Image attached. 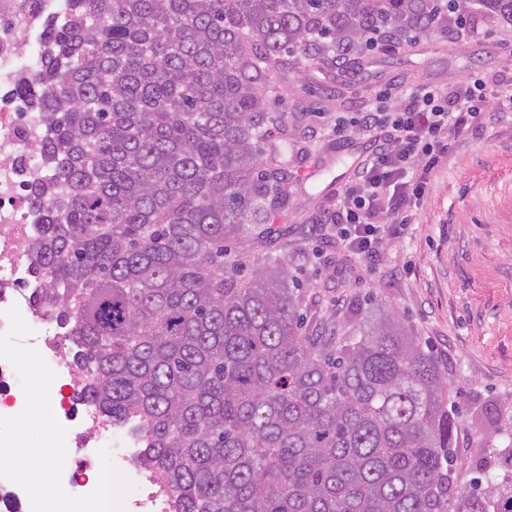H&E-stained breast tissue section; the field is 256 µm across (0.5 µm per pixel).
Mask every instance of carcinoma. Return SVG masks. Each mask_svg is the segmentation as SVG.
<instances>
[{
  "label": "carcinoma",
  "mask_w": 512,
  "mask_h": 512,
  "mask_svg": "<svg viewBox=\"0 0 512 512\" xmlns=\"http://www.w3.org/2000/svg\"><path fill=\"white\" fill-rule=\"evenodd\" d=\"M477 10L512 26V0H69L47 25L16 85L48 132L36 303L173 512H512V487L453 485L446 371L393 313L319 345L284 268L224 269L288 202L269 92Z\"/></svg>",
  "instance_id": "cac0c4a2"
}]
</instances>
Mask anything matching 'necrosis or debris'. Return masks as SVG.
I'll list each match as a JSON object with an SVG mask.
<instances>
[{"label":"necrosis or debris","mask_w":512,"mask_h":512,"mask_svg":"<svg viewBox=\"0 0 512 512\" xmlns=\"http://www.w3.org/2000/svg\"><path fill=\"white\" fill-rule=\"evenodd\" d=\"M65 0H0V333L8 328L4 310L18 306L34 330L30 340L57 374L62 390L53 405L56 419L66 428V444L73 450V466L62 476L67 492L84 495L96 483L98 455L109 447L116 466L136 485L125 500V512H171L170 503L151 491L137 466L131 441L94 405L76 411L71 400L81 382L64 349L66 339L45 308L35 306L39 282L31 270L29 247L36 216L21 190L23 166L41 159L42 126L28 103L14 92L24 72L19 36H26L30 56L40 57L45 48L43 24L60 15Z\"/></svg>","instance_id":"4bbe7bcc"}]
</instances>
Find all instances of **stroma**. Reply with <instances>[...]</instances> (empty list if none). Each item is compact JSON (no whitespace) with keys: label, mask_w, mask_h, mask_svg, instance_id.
I'll use <instances>...</instances> for the list:
<instances>
[{"label":"stroma","mask_w":512,"mask_h":512,"mask_svg":"<svg viewBox=\"0 0 512 512\" xmlns=\"http://www.w3.org/2000/svg\"><path fill=\"white\" fill-rule=\"evenodd\" d=\"M470 25L478 32L470 43L415 38L371 54L357 79L312 86L294 78L272 94L277 116L300 129L284 153L293 191L262 242L243 234L224 258L245 274L286 261L304 336L343 333L363 312L382 308L406 323L452 383L448 407L459 418L452 479L465 489L512 482V118L451 139L411 224L386 239L376 264L340 252L335 234L314 219L364 147L326 141L337 114L360 111L363 88L380 91L395 79L452 84L475 71L493 86L512 78L504 26L480 14Z\"/></svg>","instance_id":"obj_1"}]
</instances>
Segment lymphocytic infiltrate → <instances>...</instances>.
I'll return each instance as SVG.
<instances>
[{
  "label": "lymphocytic infiltrate",
  "mask_w": 512,
  "mask_h": 512,
  "mask_svg": "<svg viewBox=\"0 0 512 512\" xmlns=\"http://www.w3.org/2000/svg\"><path fill=\"white\" fill-rule=\"evenodd\" d=\"M486 88L479 74L448 86L393 83L353 117H337L330 131L337 145L359 138L368 146L366 157L317 218L335 225L339 248L367 262L376 260L387 225L410 222L451 134L496 116V108L487 105Z\"/></svg>",
  "instance_id": "lymphocytic-infiltrate-1"
}]
</instances>
